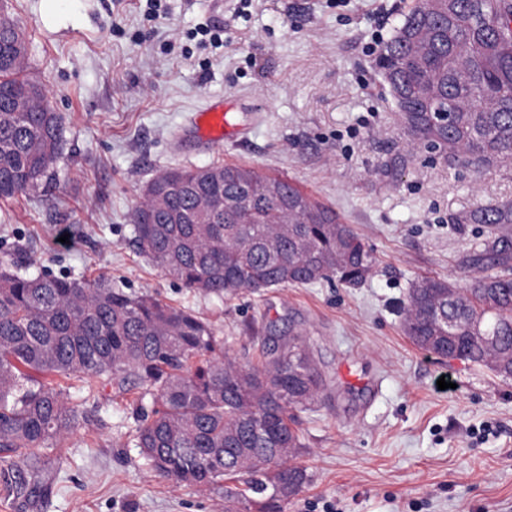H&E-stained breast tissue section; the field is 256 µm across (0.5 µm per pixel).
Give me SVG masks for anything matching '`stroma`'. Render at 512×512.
Segmentation results:
<instances>
[{"mask_svg":"<svg viewBox=\"0 0 512 512\" xmlns=\"http://www.w3.org/2000/svg\"><path fill=\"white\" fill-rule=\"evenodd\" d=\"M5 0L29 38V72L62 120L45 188L0 200V258L33 273L102 276L192 309L240 364L276 336H306L326 380L299 412L292 461L309 481L284 512H512V380L420 350L402 308L425 276L468 287L475 255L512 224L461 215L512 205V164L476 168L410 144L373 67L413 0ZM224 24V46L193 34ZM220 97L245 142L195 147L190 113ZM239 164L293 181L334 210L376 264L337 281L204 294L165 275L134 244L147 183L181 166ZM451 388L437 386L439 378ZM136 391L100 388L50 465L47 492L20 494L0 466V512H224L220 495L157 477L133 446Z\"/></svg>","mask_w":512,"mask_h":512,"instance_id":"1","label":"stroma"}]
</instances>
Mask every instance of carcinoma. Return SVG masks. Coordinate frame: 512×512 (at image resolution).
I'll return each mask as SVG.
<instances>
[{"instance_id": "obj_1", "label": "carcinoma", "mask_w": 512, "mask_h": 512, "mask_svg": "<svg viewBox=\"0 0 512 512\" xmlns=\"http://www.w3.org/2000/svg\"><path fill=\"white\" fill-rule=\"evenodd\" d=\"M483 10L486 26L476 22ZM512 0H414L374 60L408 132L483 167L512 157ZM28 36L0 18V199L48 181L64 128L25 66ZM136 205L135 243L183 286L217 296L363 283L374 258L333 210L279 178L236 165L186 166L151 181ZM459 221L512 224V205ZM512 242L459 289L425 277L408 290L402 329L418 348L486 365L512 355ZM454 315L452 339L430 312ZM83 378L139 388L134 447L160 476L224 494V512H283L308 482L287 463L301 447L295 412L323 392L306 338H282L256 364L188 308L104 277L22 273L0 261V465L37 474L83 418L78 398L45 382ZM252 475L246 489L229 486Z\"/></svg>"}]
</instances>
